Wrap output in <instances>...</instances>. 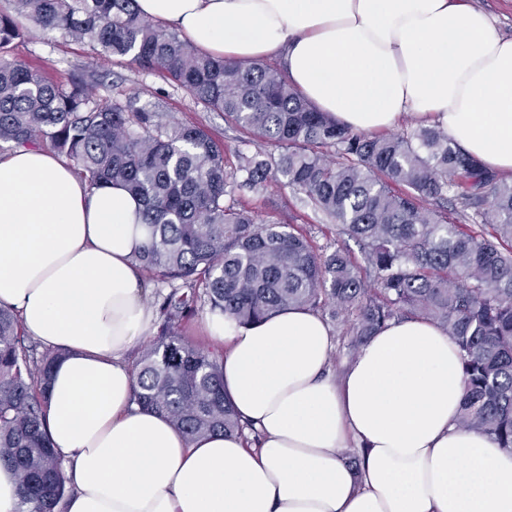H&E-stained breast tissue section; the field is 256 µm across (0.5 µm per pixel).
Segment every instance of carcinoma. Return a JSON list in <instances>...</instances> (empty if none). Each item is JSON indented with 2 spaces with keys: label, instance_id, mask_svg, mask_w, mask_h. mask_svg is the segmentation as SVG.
<instances>
[{
  "label": "carcinoma",
  "instance_id": "obj_1",
  "mask_svg": "<svg viewBox=\"0 0 512 512\" xmlns=\"http://www.w3.org/2000/svg\"><path fill=\"white\" fill-rule=\"evenodd\" d=\"M11 2L13 14H0V152L47 147L89 185L120 181L144 203L147 243L134 261L169 292L158 335L134 364L142 409L189 438L240 429L224 395L223 355L181 330L202 302L239 323L288 307L350 316L354 351L386 322L414 317L458 346L459 426L512 451V183L439 127L354 132L317 111L282 69L199 54L141 17L134 0ZM34 31L165 71L258 150L238 152L231 170L224 144L201 125H169L131 98L97 99L83 79H44L10 57L13 42ZM279 175L334 224L333 251L226 202L235 188L263 192ZM60 356L38 351L0 304V463L19 475L18 512H57L66 496L44 417Z\"/></svg>",
  "mask_w": 512,
  "mask_h": 512
}]
</instances>
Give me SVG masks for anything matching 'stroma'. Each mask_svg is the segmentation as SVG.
<instances>
[{"label": "stroma", "instance_id": "35a3bbf8", "mask_svg": "<svg viewBox=\"0 0 512 512\" xmlns=\"http://www.w3.org/2000/svg\"><path fill=\"white\" fill-rule=\"evenodd\" d=\"M11 54L55 83L66 85L82 77L90 80L97 97L117 102L133 97L138 106L162 113L164 121L203 125L224 143L226 164L237 163V151L242 147L238 132L225 122L223 114L205 111L195 103L192 96L164 72L141 71L126 59L100 60L89 45L56 33H37L15 41ZM234 201L251 209L261 219L294 225L318 246H330L336 240L332 226L311 205L302 202L287 181L271 183L264 193L236 189Z\"/></svg>", "mask_w": 512, "mask_h": 512}]
</instances>
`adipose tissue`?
I'll return each instance as SVG.
<instances>
[{"instance_id":"ef3b65f1","label":"adipose tissue","mask_w":512,"mask_h":512,"mask_svg":"<svg viewBox=\"0 0 512 512\" xmlns=\"http://www.w3.org/2000/svg\"><path fill=\"white\" fill-rule=\"evenodd\" d=\"M207 55L273 59L356 132L406 115L512 179V38L466 0H135ZM139 200L62 157H0V303L62 350L46 424L64 512H512V452L461 429L455 342L394 319L331 374L334 336L307 308L214 318L224 391L250 436L188 439L139 410L129 351L150 329Z\"/></svg>"}]
</instances>
